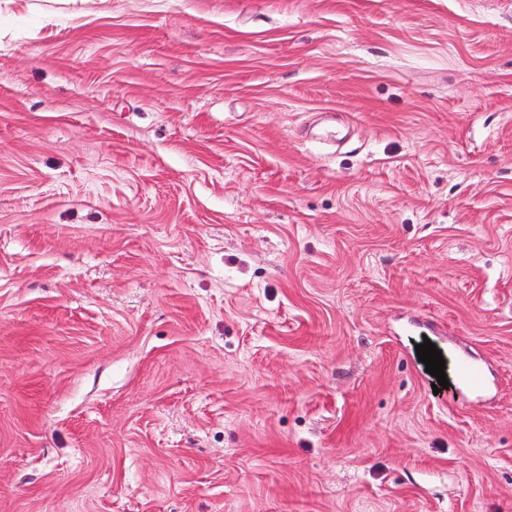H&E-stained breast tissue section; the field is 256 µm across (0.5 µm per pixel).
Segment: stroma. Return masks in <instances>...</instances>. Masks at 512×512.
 Wrapping results in <instances>:
<instances>
[{
    "label": "stroma",
    "instance_id": "stroma-1",
    "mask_svg": "<svg viewBox=\"0 0 512 512\" xmlns=\"http://www.w3.org/2000/svg\"><path fill=\"white\" fill-rule=\"evenodd\" d=\"M0 512H512V0H0ZM456 389L459 392L481 393L487 389L482 367L467 358L460 357L457 363Z\"/></svg>",
    "mask_w": 512,
    "mask_h": 512
}]
</instances>
